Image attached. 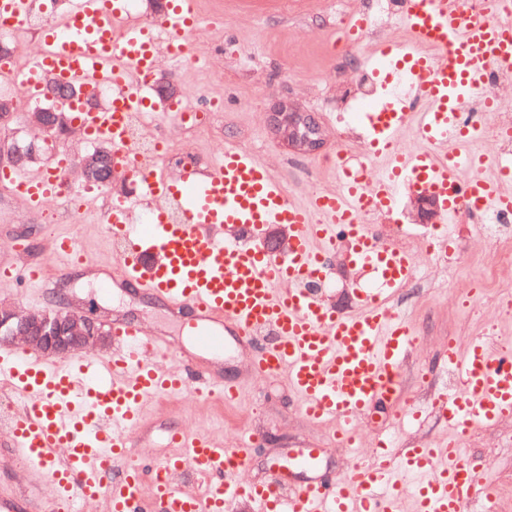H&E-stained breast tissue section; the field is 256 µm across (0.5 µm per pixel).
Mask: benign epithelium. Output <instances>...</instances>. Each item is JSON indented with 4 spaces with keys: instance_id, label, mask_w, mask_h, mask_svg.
Masks as SVG:
<instances>
[{
    "instance_id": "1",
    "label": "benign epithelium",
    "mask_w": 512,
    "mask_h": 512,
    "mask_svg": "<svg viewBox=\"0 0 512 512\" xmlns=\"http://www.w3.org/2000/svg\"><path fill=\"white\" fill-rule=\"evenodd\" d=\"M27 121L34 128L52 131L68 129L64 113L54 105H37L27 113ZM273 130L301 154H312L322 144L324 131L315 116L286 101L278 103L271 112ZM104 146L82 156L77 165L79 178L88 184L112 183V169L103 166ZM41 159L38 140L18 142L0 141V160L16 169H26ZM415 220L435 224L439 218L436 199L427 194L413 198ZM111 343L106 330V316L92 307L73 311L62 307L22 310L0 300V348L23 345L48 358L87 352L104 351Z\"/></svg>"
}]
</instances>
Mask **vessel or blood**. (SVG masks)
I'll return each instance as SVG.
<instances>
[{"label":"vessel or blood","mask_w":512,"mask_h":512,"mask_svg":"<svg viewBox=\"0 0 512 512\" xmlns=\"http://www.w3.org/2000/svg\"><path fill=\"white\" fill-rule=\"evenodd\" d=\"M36 0H0V20L23 23ZM498 0H403L400 21L409 39L383 49L370 62L392 70L405 95L356 113L370 148L354 156L341 147L330 157L337 187L318 190L307 202L292 200L272 167L249 149L225 143L206 166L161 168L134 161L128 138L133 113H151L139 74H158L172 61L191 67L199 57L190 40L202 16L198 0H166L153 24L132 20L129 0H69L45 29L25 69L12 72L27 98L47 91L45 74L58 84L109 87L112 99L89 112L70 105L86 138L112 147L118 173L130 174L128 195L92 211L108 193L105 185L75 184L71 163L60 158L41 173L0 168L16 201L29 212L77 194L80 218L95 217L108 234L124 239L115 257V284L131 283L156 299L193 309L191 326L199 351L223 352L227 342L250 347L247 365L255 378L284 377L300 410L313 420L335 422L342 447L360 442L361 420L381 406L400 405L402 417L420 416L402 402L401 370L416 347L410 321L392 311L390 300L415 278V254L380 241L373 215L390 217L402 183L434 196L443 217L463 211L512 213V194L501 177L481 173L487 160L473 151L486 134L483 115L498 111L501 97L489 89L492 65L512 66V24L498 20ZM483 109L469 112L472 98ZM423 141L412 150L398 142L409 128ZM181 219H172L171 207ZM147 221L134 223L136 212ZM270 224L293 235L287 251L260 241ZM352 265L366 267L378 285L355 292L350 310L313 297L302 281L327 278L337 248ZM76 237L51 238L47 259L0 264V281L24 278L42 288L48 264L80 262ZM270 330L259 342L255 328ZM112 335L121 348L103 356L61 359L26 350L0 357V381L23 398L6 435L8 458H21L56 486L40 502L30 489L0 493V512H228L247 502L254 512H400L412 499L415 512H468L488 496L486 467L461 451L474 430L512 415V352L478 337L466 348L449 341L444 357L457 387L439 394L435 407L446 438L419 441L393 453L380 443L370 465L351 461L336 475L288 485L282 472L250 484L240 474L260 435L241 434L232 444L209 433L169 431L167 453L144 454L135 441L143 405L157 397H213L231 402L236 385L198 372L190 356L132 321H116ZM203 492L185 489L187 478Z\"/></svg>","instance_id":"b4317fda"}]
</instances>
